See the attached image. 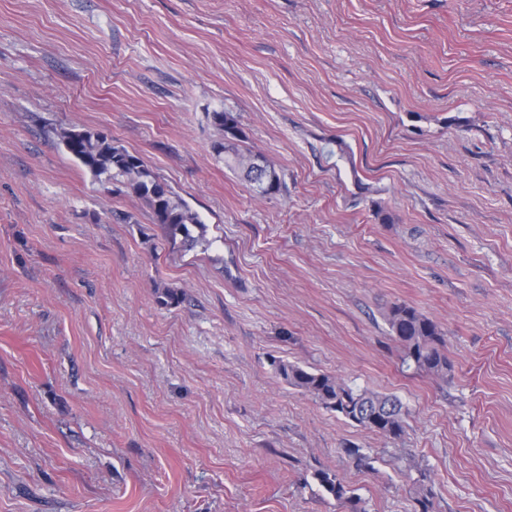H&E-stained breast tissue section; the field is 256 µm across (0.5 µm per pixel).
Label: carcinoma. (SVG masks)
<instances>
[{"mask_svg":"<svg viewBox=\"0 0 512 512\" xmlns=\"http://www.w3.org/2000/svg\"><path fill=\"white\" fill-rule=\"evenodd\" d=\"M213 125L222 138L212 145L215 158L238 170L254 183L258 174L250 166L255 153L242 148L245 139L237 117L231 112L211 114ZM66 152L100 182L109 194L131 192L151 212L164 241L171 247L194 248L204 238L206 226L189 204L175 195L167 183L155 175L137 154L112 144L100 132L86 129H62L57 133ZM198 235H193V230ZM389 334L402 349V363L418 373L439 379L448 377L450 365L444 353L445 333L426 314L407 304H394L386 314ZM278 377L289 386L311 395L323 408L348 422L397 440L405 432L401 402L390 395L354 388L323 372L274 358ZM315 479L323 491L347 508V512H366L361 498L348 488L337 474L319 470ZM430 475L423 469L413 479L415 512H435Z\"/></svg>","mask_w":512,"mask_h":512,"instance_id":"1","label":"carcinoma"}]
</instances>
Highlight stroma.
I'll list each match as a JSON object with an SVG mask.
<instances>
[{
	"label": "stroma",
	"instance_id": "35a3bbf8",
	"mask_svg": "<svg viewBox=\"0 0 512 512\" xmlns=\"http://www.w3.org/2000/svg\"><path fill=\"white\" fill-rule=\"evenodd\" d=\"M216 111L278 194L215 160ZM61 127L140 155L204 241L162 244ZM396 303L447 380L403 365ZM275 357L397 396L404 435ZM420 468L436 512H512V0H0V512H336L320 470L413 512ZM389 334L402 349V363L417 373L446 379L450 365L444 353L445 333L426 314L407 304H394L386 314ZM271 365L288 386L311 395L323 408L336 412L348 422L397 440L405 432L401 402L393 396L354 388L323 372L311 371L297 364L273 358ZM369 405L373 410L365 416ZM378 406V412L374 413Z\"/></svg>",
	"mask_w": 512,
	"mask_h": 512
}]
</instances>
